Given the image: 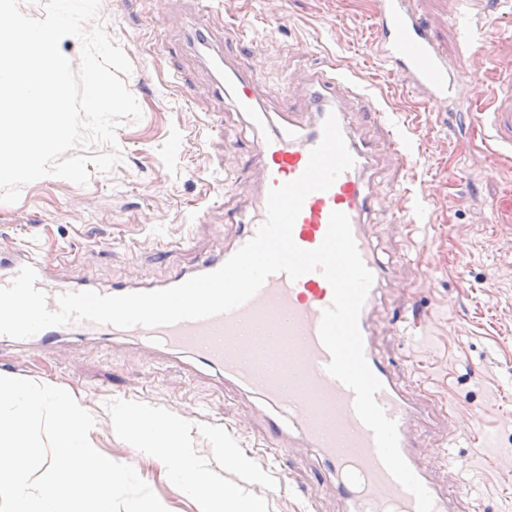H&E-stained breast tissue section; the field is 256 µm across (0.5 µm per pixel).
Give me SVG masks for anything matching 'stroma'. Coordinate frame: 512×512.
<instances>
[{
  "instance_id": "obj_1",
  "label": "stroma",
  "mask_w": 512,
  "mask_h": 512,
  "mask_svg": "<svg viewBox=\"0 0 512 512\" xmlns=\"http://www.w3.org/2000/svg\"><path fill=\"white\" fill-rule=\"evenodd\" d=\"M421 7L466 76L454 104L427 105L378 59L372 0H101L98 20L132 65L127 79L143 117L116 131L121 160L111 173L84 185L50 177L25 185L18 202L0 211V246L36 244L49 256L68 252L59 273L99 284L159 281L202 261L235 237L250 216L259 182L250 154L256 136L233 113L215 73L191 44L205 22L213 43L225 28L247 29L264 46L259 81L267 106L292 74L336 65L372 95L413 147L404 167L369 135L378 165L367 182L382 205L370 213L375 253L388 278L379 294L374 341L403 382L425 381L440 407H453L423 437L429 451L452 447L461 470L435 469L443 486H463L464 512H512V157L472 136L476 100L490 63H512V28L496 22L484 0H421ZM491 40L493 61L480 51ZM192 84L185 103L174 74ZM409 188L422 199L413 231L399 222L388 199ZM190 237L191 249L157 253L158 242ZM417 306L427 333L405 337L391 316ZM45 382L71 392L84 406L123 399L160 411L196 410V426H223L255 469L226 480L265 497L269 512H303L305 490L315 512H341L336 490L318 479L309 448H268L255 402L209 374H193L145 349L98 340L67 342L27 357L0 349V376ZM113 461L132 465L168 512H199L162 476L143 464L123 433L101 414L95 434ZM495 463H481L485 452Z\"/></svg>"
}]
</instances>
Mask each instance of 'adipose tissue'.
I'll use <instances>...</instances> for the list:
<instances>
[{
    "instance_id": "adipose-tissue-1",
    "label": "adipose tissue",
    "mask_w": 512,
    "mask_h": 512,
    "mask_svg": "<svg viewBox=\"0 0 512 512\" xmlns=\"http://www.w3.org/2000/svg\"><path fill=\"white\" fill-rule=\"evenodd\" d=\"M108 413L114 429L125 432L138 456L159 460L178 490L196 500L201 512H267L258 497H243L241 490L226 483L221 470L246 471L248 459L224 441L223 428L204 430L210 456L195 447V426L185 419L161 413L143 404L120 403Z\"/></svg>"
}]
</instances>
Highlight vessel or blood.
Segmentation results:
<instances>
[{
	"label": "vessel or blood",
	"mask_w": 512,
	"mask_h": 512,
	"mask_svg": "<svg viewBox=\"0 0 512 512\" xmlns=\"http://www.w3.org/2000/svg\"><path fill=\"white\" fill-rule=\"evenodd\" d=\"M375 20L379 57L390 71L421 94L426 103L454 100L463 69L449 65L420 0H377ZM225 46L232 51L224 60L225 89L235 110L249 117L260 131L252 146L261 174L260 190L249 221L232 241L204 261L175 270L157 286L169 288L215 271L249 241L266 220L269 190L301 176L311 150L322 139L326 116L335 113L355 164L328 190L307 196L293 227V239L303 249L317 248L326 235L331 212L348 216L358 251L373 275L359 328L368 365L382 384L376 399L396 421L401 453L431 494L434 512H457L461 491L433 481L429 468L420 464L423 444L412 431L416 424L425 428L436 425L439 413L435 403L424 389L410 390L401 384L372 341L371 315L386 271L375 256L368 222L375 201L365 185L373 156L348 120L354 112L352 101H360L356 112L362 122L381 133L400 164L409 163L411 144L393 129L377 102L331 64L302 76L303 82L315 88L310 111L269 115L256 78L236 60L240 54H260L259 44L233 27L225 35ZM467 109L477 114L473 133L494 142L497 148L512 146V70L492 75L483 100L468 104ZM27 265L36 270V286L47 294L49 309H56L60 294L90 287L87 281L60 277L54 259L22 245L0 249V286L10 284ZM332 297V288L321 273L310 272L295 280L277 273L248 302L220 315L156 328L120 329L74 321L46 328L24 340L0 335V346L21 354L33 347L49 352L67 339L96 337L147 346L168 358H189L191 369L214 372L239 395L264 402L268 411L263 422L270 446L287 448L298 438L307 447L318 449L323 467L336 480L343 512H417L413 494L380 460L372 432L355 411L353 392L326 370L330 355L320 340L319 324Z\"/></svg>",
	"instance_id": "b4317fda"
}]
</instances>
